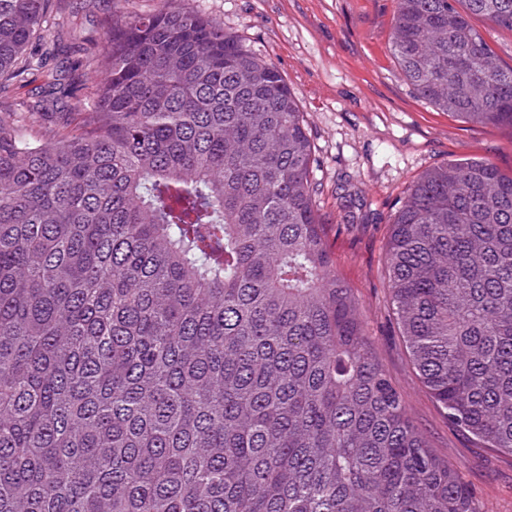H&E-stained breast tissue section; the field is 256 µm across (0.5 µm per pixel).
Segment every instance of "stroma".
<instances>
[{
	"label": "stroma",
	"instance_id": "35a3bbf8",
	"mask_svg": "<svg viewBox=\"0 0 512 512\" xmlns=\"http://www.w3.org/2000/svg\"><path fill=\"white\" fill-rule=\"evenodd\" d=\"M187 9L273 63L287 81L314 145L312 181L338 275L360 302L376 356L433 452L473 492L477 512H512V456L482 447L449 424L417 379L393 319L385 274L390 220L407 189L451 157H478L512 172V129L465 123L419 98L392 51L395 0H184ZM158 0H52L51 41L32 40L19 60L26 80L0 81V99L44 109L23 121L25 139L66 126L68 103L46 89L79 83L73 62L106 48L113 14H145Z\"/></svg>",
	"mask_w": 512,
	"mask_h": 512
}]
</instances>
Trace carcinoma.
Listing matches in <instances>:
<instances>
[{"instance_id": "1", "label": "carcinoma", "mask_w": 512, "mask_h": 512, "mask_svg": "<svg viewBox=\"0 0 512 512\" xmlns=\"http://www.w3.org/2000/svg\"><path fill=\"white\" fill-rule=\"evenodd\" d=\"M49 0H0V75ZM396 0L434 108L512 129V68L471 16ZM80 125L41 144L0 104V512H475L336 274L288 83L160 0L112 19ZM386 271L448 421L512 455V175L448 160L390 222Z\"/></svg>"}]
</instances>
